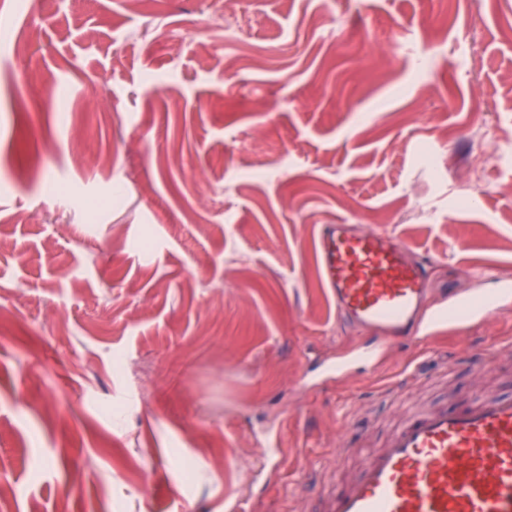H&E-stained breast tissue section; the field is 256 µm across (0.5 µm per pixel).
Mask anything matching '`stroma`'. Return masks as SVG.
Returning a JSON list of instances; mask_svg holds the SVG:
<instances>
[{
	"label": "stroma",
	"instance_id": "35a3bbf8",
	"mask_svg": "<svg viewBox=\"0 0 512 512\" xmlns=\"http://www.w3.org/2000/svg\"><path fill=\"white\" fill-rule=\"evenodd\" d=\"M224 5L0 0V512H312L512 395V312L372 359L315 251L397 235L438 308L512 276V0Z\"/></svg>",
	"mask_w": 512,
	"mask_h": 512
}]
</instances>
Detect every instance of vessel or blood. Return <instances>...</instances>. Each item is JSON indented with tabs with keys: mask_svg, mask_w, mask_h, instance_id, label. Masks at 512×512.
Returning <instances> with one entry per match:
<instances>
[{
	"mask_svg": "<svg viewBox=\"0 0 512 512\" xmlns=\"http://www.w3.org/2000/svg\"><path fill=\"white\" fill-rule=\"evenodd\" d=\"M337 312L379 346L429 339L512 308V278L428 310V266L402 239L356 224L323 225L317 244ZM319 512H512V398L407 419L359 479L324 489Z\"/></svg>",
	"mask_w": 512,
	"mask_h": 512,
	"instance_id": "b4317fda",
	"label": "vessel or blood"
}]
</instances>
